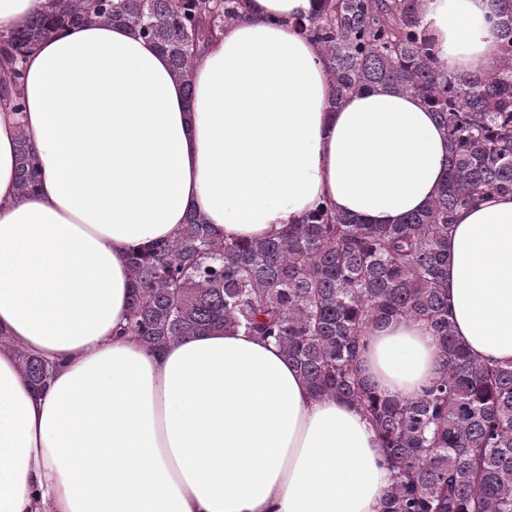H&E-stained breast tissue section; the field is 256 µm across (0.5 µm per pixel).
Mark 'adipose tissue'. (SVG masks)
Instances as JSON below:
<instances>
[{
    "mask_svg": "<svg viewBox=\"0 0 512 512\" xmlns=\"http://www.w3.org/2000/svg\"><path fill=\"white\" fill-rule=\"evenodd\" d=\"M318 0H246L196 67L192 93L154 44L91 24L23 63V111L0 102V512H378L393 482L351 405L315 397L278 347L214 329L155 352L120 335L132 248L191 211L228 239L277 235L322 201L370 224L421 209L448 142L423 100L390 89L332 106L296 27ZM492 0H425L449 73L498 56ZM42 178L16 183L17 141ZM454 331L512 360V195L460 209L448 239ZM54 364L42 388L15 349ZM411 399L439 373L424 324L394 320L361 355Z\"/></svg>",
    "mask_w": 512,
    "mask_h": 512,
    "instance_id": "obj_1",
    "label": "adipose tissue"
}]
</instances>
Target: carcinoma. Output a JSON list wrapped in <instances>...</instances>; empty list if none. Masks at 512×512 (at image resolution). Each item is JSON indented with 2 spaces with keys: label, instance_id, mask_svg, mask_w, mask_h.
<instances>
[{
  "label": "carcinoma",
  "instance_id": "carcinoma-1",
  "mask_svg": "<svg viewBox=\"0 0 512 512\" xmlns=\"http://www.w3.org/2000/svg\"><path fill=\"white\" fill-rule=\"evenodd\" d=\"M496 63L463 74L439 65L423 0H320L296 26L318 45L338 105L390 88L425 101L448 139L445 176L430 202L397 224H368L320 203L276 237L226 240L192 211L179 235L134 249L124 332L149 350L224 328L276 344L318 397L341 399L373 424L393 484L380 512H512V361L474 359L448 317V237L456 212L489 193L512 194V0H492ZM243 0H54L0 38V100L44 38L91 23L128 27L168 58L191 93L193 72ZM38 161L19 134L18 189ZM424 323L439 375L413 399L381 392L358 365L370 328ZM35 385L48 362L15 350Z\"/></svg>",
  "mask_w": 512,
  "mask_h": 512
}]
</instances>
